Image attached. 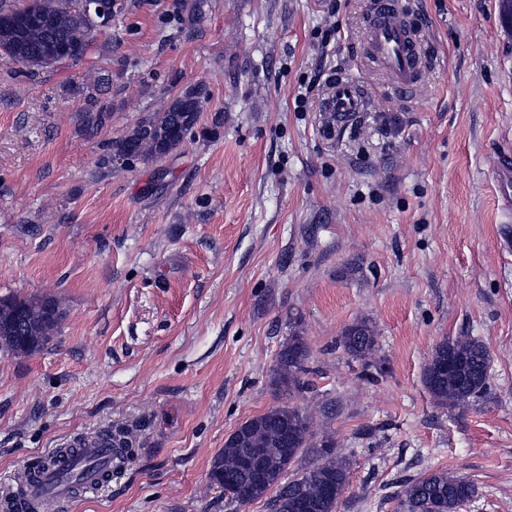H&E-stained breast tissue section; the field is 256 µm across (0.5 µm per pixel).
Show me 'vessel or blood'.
I'll return each mask as SVG.
<instances>
[{
  "label": "vessel or blood",
  "instance_id": "vessel-or-blood-1",
  "mask_svg": "<svg viewBox=\"0 0 512 512\" xmlns=\"http://www.w3.org/2000/svg\"><path fill=\"white\" fill-rule=\"evenodd\" d=\"M424 27L413 19L406 0H373L366 21L361 54L385 75L391 89L401 98H410L420 81L428 60L423 39ZM370 101L364 91L347 77H337L330 84L323 109L336 118L337 127H344L368 111ZM71 447L82 449L95 462L84 470L80 480L83 494L101 490L103 467L111 465L118 449L110 436L98 433L74 436ZM52 465L33 473L17 491L15 512H44L48 504H55L59 512H67L75 495L71 488L69 461L59 459L55 452H47Z\"/></svg>",
  "mask_w": 512,
  "mask_h": 512
}]
</instances>
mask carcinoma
I'll list each match as a JSON object with an SVG mask.
<instances>
[{
	"label": "carcinoma",
	"instance_id": "cac0c4a2",
	"mask_svg": "<svg viewBox=\"0 0 512 512\" xmlns=\"http://www.w3.org/2000/svg\"><path fill=\"white\" fill-rule=\"evenodd\" d=\"M35 2L32 18L22 27L0 28V53L25 67H42L65 59L61 46L79 43L88 47L96 30L77 11L74 0H0V17H16ZM203 87L189 88L161 113L144 115L126 135L112 141L110 159L149 162L162 158L181 145L198 123ZM63 311L49 297H12L0 301V326L17 335L8 351L31 354L42 349L58 332ZM340 346L353 358L364 359L376 346V330L365 319L345 328ZM307 349L294 336L278 356V383L286 392L306 387L303 374ZM490 355L487 347L469 336L445 338L435 346L424 372L425 384L442 407L465 408L488 389ZM240 433L224 445L211 466L210 483L224 487L233 477L230 500L240 506L269 497L270 512H298L307 502L312 512H338L349 486L350 463L337 454L336 438L323 433L313 442L315 421L294 405L273 406L239 426ZM320 447L319 459L284 480L281 470L291 467L307 449ZM475 494V486L448 471L414 476L400 486L392 499L397 512H456Z\"/></svg>",
	"mask_w": 512,
	"mask_h": 512
}]
</instances>
